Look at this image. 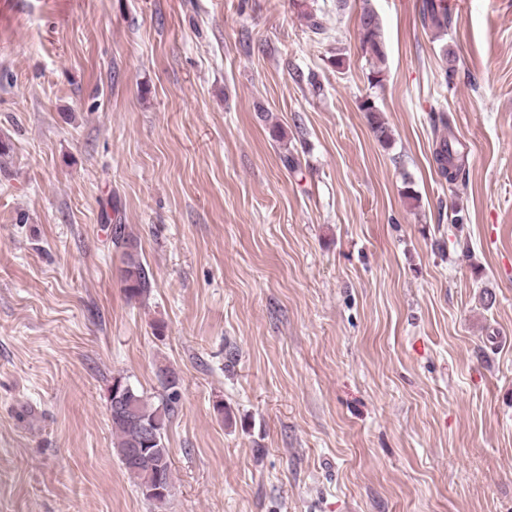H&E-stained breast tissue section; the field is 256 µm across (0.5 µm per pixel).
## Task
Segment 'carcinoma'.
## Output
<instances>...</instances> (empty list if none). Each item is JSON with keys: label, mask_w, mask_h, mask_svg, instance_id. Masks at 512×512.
I'll return each instance as SVG.
<instances>
[{"label": "carcinoma", "mask_w": 512, "mask_h": 512, "mask_svg": "<svg viewBox=\"0 0 512 512\" xmlns=\"http://www.w3.org/2000/svg\"><path fill=\"white\" fill-rule=\"evenodd\" d=\"M420 19L425 28L446 31L451 22L448 5L444 4V0H422ZM358 33L362 50L376 58L378 62L376 70L373 71V80L379 84L384 75V42L378 14L367 5L362 7L360 13ZM360 110L366 113L377 140L382 144L387 143L390 140L389 128L375 103L368 99L361 104ZM434 161L439 174L448 182V185L465 184V155L459 148L445 139L440 141L434 150ZM112 242L116 248L122 250L121 278L126 294L131 299L142 297L151 288V283L137 247L126 232L125 225H113ZM163 377L162 385L170 391L166 400L157 404L152 397L134 386L131 387L129 397L133 403L134 415L138 419L156 423L157 442L153 444L155 451L152 462L159 468L163 483L171 486L173 485L172 463L169 448L166 445V433L173 413L172 400L176 395L178 377L170 371L163 372ZM109 415L117 456L127 474L134 480L139 494L152 504H165L168 497L162 494L150 495L144 491L147 482L146 465L133 463L123 456V450L133 447L138 441L139 430L125 416L112 411Z\"/></svg>", "instance_id": "obj_1"}]
</instances>
